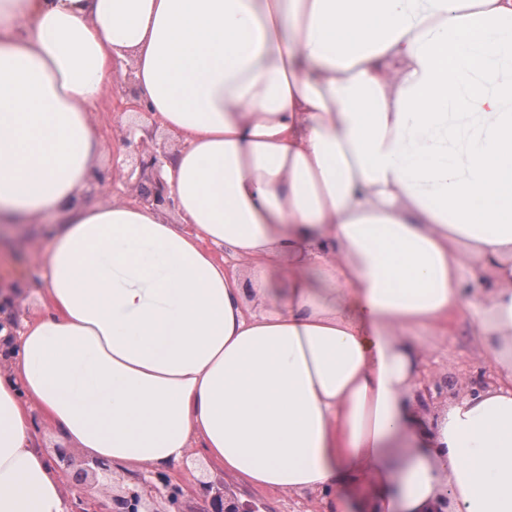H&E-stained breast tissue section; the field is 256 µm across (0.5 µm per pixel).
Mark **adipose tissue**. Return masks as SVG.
Segmentation results:
<instances>
[{
	"mask_svg": "<svg viewBox=\"0 0 512 512\" xmlns=\"http://www.w3.org/2000/svg\"><path fill=\"white\" fill-rule=\"evenodd\" d=\"M127 59L177 224L72 203ZM46 217L45 311L0 332V512H66L38 416L326 512H512V0H0V247ZM464 322L500 382L424 420L420 335Z\"/></svg>",
	"mask_w": 512,
	"mask_h": 512,
	"instance_id": "adipose-tissue-1",
	"label": "adipose tissue"
}]
</instances>
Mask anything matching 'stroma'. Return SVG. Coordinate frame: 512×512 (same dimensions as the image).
Returning <instances> with one entry per match:
<instances>
[{
    "mask_svg": "<svg viewBox=\"0 0 512 512\" xmlns=\"http://www.w3.org/2000/svg\"><path fill=\"white\" fill-rule=\"evenodd\" d=\"M120 86H112L90 115L103 137V156L93 169L85 184L77 193L82 204L106 205L115 196L129 191L138 177L133 170L125 138H133V147L169 156L179 148L177 139L158 132L156 120L139 113L115 110L121 98ZM143 130L144 138H136V130ZM53 225L43 221L27 225L15 240L9 254L0 255V284L15 287L11 317L23 321L42 310V280L37 258L47 244ZM423 372L419 379L418 398L414 410L424 419H432L448 403L466 396L470 390L469 380L482 378L486 385L496 382L492 367L480 359V339L464 331L454 336H422ZM172 481L185 490L178 501H169L160 495L148 500L153 512H202L209 502V492L214 488L224 491L225 499L255 504L259 512H323L319 498L314 494H297L288 491L264 489L242 490L239 484L223 470L209 464L200 449H191L186 456L167 471L160 473L151 467L139 466L136 475L113 471L111 487L113 494L122 495L140 481Z\"/></svg>",
    "mask_w": 512,
    "mask_h": 512,
    "instance_id": "35a3bbf8",
    "label": "stroma"
}]
</instances>
